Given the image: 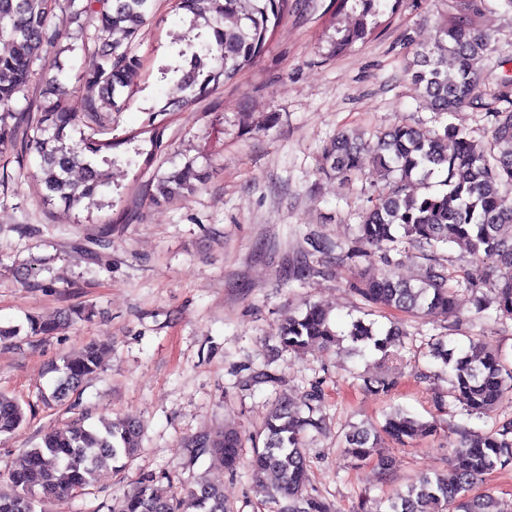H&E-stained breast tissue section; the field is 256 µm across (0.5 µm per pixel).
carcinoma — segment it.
<instances>
[{
    "instance_id": "1",
    "label": "carcinoma",
    "mask_w": 512,
    "mask_h": 512,
    "mask_svg": "<svg viewBox=\"0 0 512 512\" xmlns=\"http://www.w3.org/2000/svg\"><path fill=\"white\" fill-rule=\"evenodd\" d=\"M97 35L104 44L97 67L85 76L86 85L97 91L85 101L87 114L101 110L100 104L116 105L115 96L134 83L140 62L133 51L139 32L146 24L152 0H96ZM362 7L355 26L336 40L339 55L368 36L367 16L376 15L379 0H355ZM55 0H0V147L14 144V131L7 122V109L16 93L26 86L31 68L47 46L61 34L50 24ZM288 0H178V8L192 15V27L208 28L213 39L188 43L179 51L181 62L167 68L188 104L208 93L220 78H232L252 64L265 48L269 22L278 19ZM121 34V39L112 36ZM490 36L459 17L437 27L431 44L416 52L412 80L422 89L431 109L439 115L456 112L467 105L483 107L480 86L482 61ZM202 58L200 70L187 68L191 59ZM50 95L31 119L27 145L40 158L46 198L72 207L84 200L95 203L110 188L107 175L98 170L91 156L110 143L85 137L66 143L67 130L78 126L81 114L64 103L67 95L61 73L50 81ZM490 140L474 144L465 130L447 124L443 129L398 126L381 132L372 145V160L389 181L359 215L357 243L346 257L361 265L358 294L367 302L399 309L423 317H439L456 309L457 295L471 294L477 315L494 308L498 324L512 321V106L495 109ZM366 145L341 134L324 149L326 169L340 177L360 170ZM84 170L82 181L71 179L75 167ZM444 187L431 192L432 179ZM204 181V173L193 165L160 177L153 200L191 193ZM403 229V236L395 235ZM405 240L426 250L424 276L419 284L400 278L390 266L391 246ZM457 245L473 258L489 260L498 271L490 284L491 295L478 294L470 282L448 273L438 252ZM72 313L55 322L28 318L29 336H49L69 325ZM278 338L291 351L339 345L340 334L329 313L317 304L281 324ZM402 331L393 326L383 335L361 320L352 323L348 336L360 346L371 345L383 354L396 346ZM430 356L448 370V390L435 396L438 406L445 398L457 402L467 415L487 418L504 396L512 393V367L501 351L488 350L473 342L458 350L437 340ZM103 347L91 343L54 367L57 376L46 403L61 404L80 384L102 366ZM320 395L313 390L300 408L286 398L272 407L262 429L252 438L247 475L264 493L274 512H330L324 500L307 493L308 469L304 438L308 431L323 429L319 415ZM25 420L20 401L0 393V435L17 429ZM435 431L431 422L416 419L398 409L387 418L383 431L355 427L344 436L350 457L365 461L386 434L408 445ZM142 426L129 419L101 421V426L84 425L81 419L65 429L45 435L29 449L20 463L0 481V512H36L44 502L66 497L95 486L98 472L118 470L134 457L140 445ZM244 447L234 430L200 433L189 441L190 463L203 455L217 456L225 470L238 474ZM512 466V421L506 420L489 432L465 433L451 450L448 472L417 476L404 492L385 499H366L357 512H494L492 499L472 493L473 487L498 469ZM165 476L150 475L131 493L116 500L111 512H233L224 500V487L198 476L181 491L159 486Z\"/></svg>"
}]
</instances>
